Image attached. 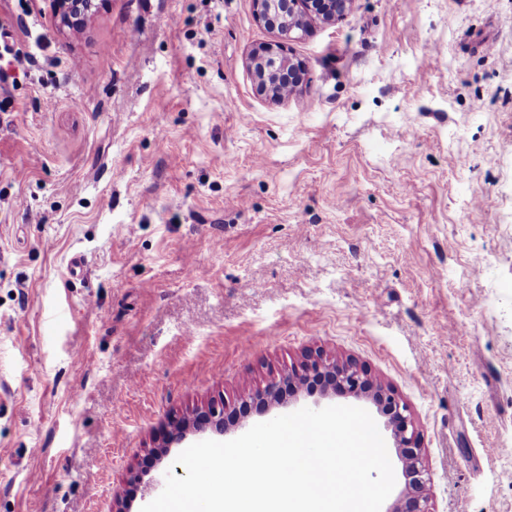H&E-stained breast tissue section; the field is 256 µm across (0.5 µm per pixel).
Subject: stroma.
I'll return each mask as SVG.
<instances>
[{
    "mask_svg": "<svg viewBox=\"0 0 512 512\" xmlns=\"http://www.w3.org/2000/svg\"><path fill=\"white\" fill-rule=\"evenodd\" d=\"M0 35V512H113L133 469L140 512L170 415L317 348L406 403L432 512H512V0H353L282 103L252 0Z\"/></svg>",
    "mask_w": 512,
    "mask_h": 512,
    "instance_id": "stroma-1",
    "label": "stroma"
}]
</instances>
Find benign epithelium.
<instances>
[{
  "label": "benign epithelium",
  "instance_id": "7a95c632",
  "mask_svg": "<svg viewBox=\"0 0 512 512\" xmlns=\"http://www.w3.org/2000/svg\"><path fill=\"white\" fill-rule=\"evenodd\" d=\"M352 0H253L255 17L270 24L274 17L280 23L273 26L275 39L252 49L247 66L255 80L258 95L286 100L300 86L302 65L289 52L290 42L306 33L313 18L331 22L343 15ZM57 7L67 14L84 15L92 8V0H58ZM317 379L324 398L344 397L372 402L386 417L383 428L391 431L394 448L401 464L403 489L386 512H432L429 507V478L421 444V434L408 409L395 393L368 377L352 360L331 359L321 352L307 355L300 366L265 384L242 400L245 406L256 405L267 411L287 403L288 393ZM212 430L224 431V406L214 403L182 416H173L158 432L155 446L148 456L161 460L168 449L181 444L190 434Z\"/></svg>",
  "mask_w": 512,
  "mask_h": 512
}]
</instances>
